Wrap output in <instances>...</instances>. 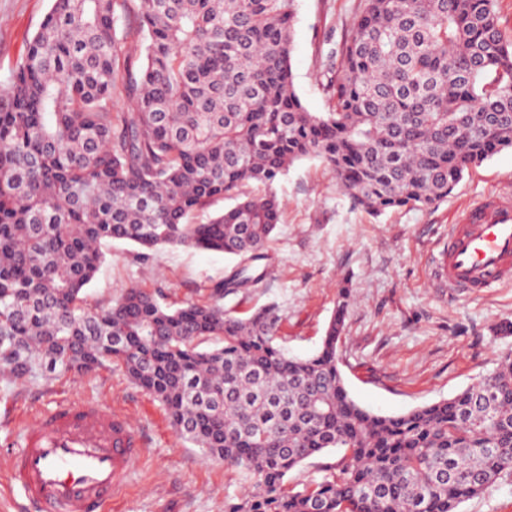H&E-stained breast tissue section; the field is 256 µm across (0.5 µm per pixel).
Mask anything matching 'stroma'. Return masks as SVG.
Here are the masks:
<instances>
[{
	"instance_id": "obj_1",
	"label": "stroma",
	"mask_w": 512,
	"mask_h": 512,
	"mask_svg": "<svg viewBox=\"0 0 512 512\" xmlns=\"http://www.w3.org/2000/svg\"><path fill=\"white\" fill-rule=\"evenodd\" d=\"M355 0H298L291 67L309 111L324 112L320 62L345 32ZM51 0H0V82L25 54ZM512 190V149L465 173L448 199L381 215L354 205L315 158L295 162L275 184L284 204L270 245L266 275L244 295H228L225 310L244 317L273 305L279 342L290 355L320 347L337 306L345 308L340 369L350 396L382 415H400L455 395L492 372L512 351V280L483 293L435 288L430 273L448 241V227L485 194ZM87 290L107 305L129 286L159 293L163 304L204 302L236 259L193 248L140 256L112 241ZM103 403L127 411L144 451L129 468L112 512H224L247 487L241 474L179 439L160 404L119 366L76 376L55 373L25 382L0 377V512H32L4 466L20 423H34L60 400Z\"/></svg>"
}]
</instances>
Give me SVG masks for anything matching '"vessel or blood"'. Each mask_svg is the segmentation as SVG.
<instances>
[{"instance_id": "obj_1", "label": "vessel or blood", "mask_w": 512, "mask_h": 512, "mask_svg": "<svg viewBox=\"0 0 512 512\" xmlns=\"http://www.w3.org/2000/svg\"><path fill=\"white\" fill-rule=\"evenodd\" d=\"M511 279L512 196L494 192L450 225L431 281L437 288L476 293ZM141 451V436L128 416L63 400L25 427L9 459L10 477L33 512H109Z\"/></svg>"}]
</instances>
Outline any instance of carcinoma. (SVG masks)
<instances>
[{
    "label": "carcinoma",
    "mask_w": 512,
    "mask_h": 512,
    "mask_svg": "<svg viewBox=\"0 0 512 512\" xmlns=\"http://www.w3.org/2000/svg\"><path fill=\"white\" fill-rule=\"evenodd\" d=\"M296 2L53 0L0 86V336L17 340L0 343V372L121 367L179 438L249 480L228 512H460L512 471L511 356L449 399L379 415L344 384V306L300 358L272 309L243 318L219 299L263 279L282 213L273 185L295 162L321 160L379 214L437 204L512 149V35L498 0H357L322 60L328 110L310 112L293 83ZM131 13L137 55L117 27ZM217 199L234 204L191 223ZM112 240L243 265L210 303L171 309L130 286L93 307L85 290ZM331 448L339 464L288 486Z\"/></svg>",
    "instance_id": "cac0c4a2"
}]
</instances>
